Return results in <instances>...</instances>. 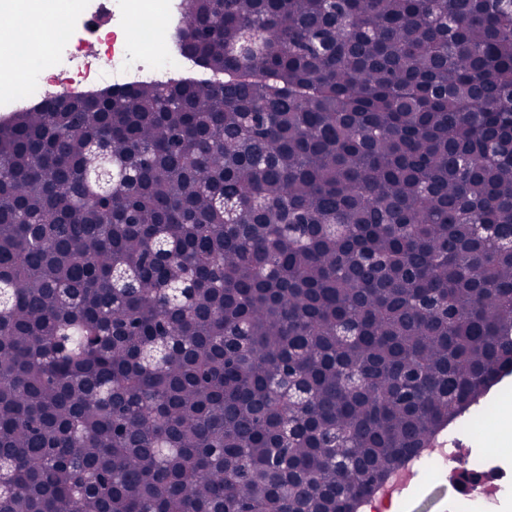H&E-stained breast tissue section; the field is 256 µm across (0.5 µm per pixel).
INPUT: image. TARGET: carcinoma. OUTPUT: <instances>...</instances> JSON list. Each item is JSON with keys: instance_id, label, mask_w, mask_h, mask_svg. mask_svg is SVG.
Returning <instances> with one entry per match:
<instances>
[{"instance_id": "carcinoma-1", "label": "carcinoma", "mask_w": 512, "mask_h": 512, "mask_svg": "<svg viewBox=\"0 0 512 512\" xmlns=\"http://www.w3.org/2000/svg\"><path fill=\"white\" fill-rule=\"evenodd\" d=\"M191 3L248 79L0 124V512H356L512 373V0Z\"/></svg>"}]
</instances>
